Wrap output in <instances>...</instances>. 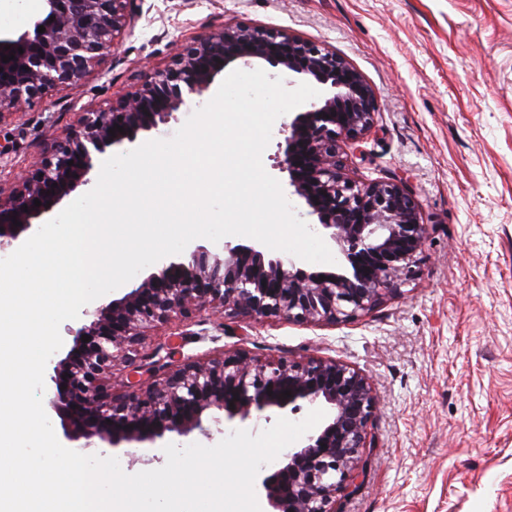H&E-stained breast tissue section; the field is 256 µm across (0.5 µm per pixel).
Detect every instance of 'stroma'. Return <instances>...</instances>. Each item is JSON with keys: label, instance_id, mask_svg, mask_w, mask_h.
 Wrapping results in <instances>:
<instances>
[{"label": "stroma", "instance_id": "35a3bbf8", "mask_svg": "<svg viewBox=\"0 0 512 512\" xmlns=\"http://www.w3.org/2000/svg\"><path fill=\"white\" fill-rule=\"evenodd\" d=\"M136 17L76 85L0 115V190L35 169L84 113L172 65L227 24L322 44L363 76L375 128L346 149L354 178H402L431 229L417 275L336 325L207 310L146 331L176 367L222 353L334 359L377 397L337 512H512V0H135Z\"/></svg>", "mask_w": 512, "mask_h": 512}]
</instances>
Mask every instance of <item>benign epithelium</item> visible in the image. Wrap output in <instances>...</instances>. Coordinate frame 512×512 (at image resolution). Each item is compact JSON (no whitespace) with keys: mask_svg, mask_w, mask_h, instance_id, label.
<instances>
[{"mask_svg":"<svg viewBox=\"0 0 512 512\" xmlns=\"http://www.w3.org/2000/svg\"><path fill=\"white\" fill-rule=\"evenodd\" d=\"M130 2L40 0L26 30L16 37L0 32V110L38 99L56 85L78 84L130 23ZM10 54L14 58L3 61ZM255 61L333 89L281 123L279 169L288 173V193L317 217L311 230L328 231L337 263L350 270L308 273L294 256H266L262 246L233 239L211 249L189 244L180 259L158 262L143 280L81 311L73 345L50 361L47 404L70 449L102 455L125 443L130 456L142 442L193 432L213 440L227 422L268 423L274 410L321 406L319 426L282 453L272 473L261 467L257 492L261 512H336L337 497L359 475L376 408L368 379L346 364L234 352L207 362L188 357L170 370L154 364L150 371L160 372L157 378L131 381L121 392L108 389L104 379L117 361L139 372L144 332L174 317L222 308L254 320L334 325L374 310L416 275L428 225L404 181L362 183L345 172L341 151L371 133L377 104L343 57L282 30L237 24L193 41L170 67L136 76L135 91L111 108L82 116L21 186L0 195V254L13 253L26 232L42 225L106 147L169 122L186 99L203 98L219 72ZM117 125L124 131L110 134Z\"/></svg>","mask_w":512,"mask_h":512,"instance_id":"7a95c632","label":"benign epithelium"}]
</instances>
